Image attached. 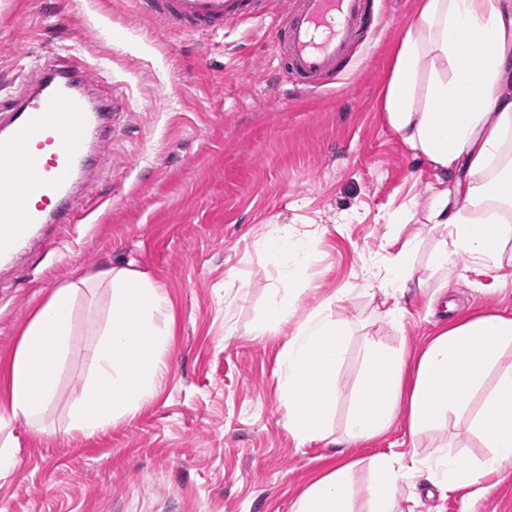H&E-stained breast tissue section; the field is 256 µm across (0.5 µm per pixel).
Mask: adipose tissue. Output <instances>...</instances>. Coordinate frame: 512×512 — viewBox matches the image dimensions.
I'll use <instances>...</instances> for the list:
<instances>
[{"label": "adipose tissue", "instance_id": "1", "mask_svg": "<svg viewBox=\"0 0 512 512\" xmlns=\"http://www.w3.org/2000/svg\"><path fill=\"white\" fill-rule=\"evenodd\" d=\"M476 34L488 37L489 49L473 44ZM509 85L512 0H422L397 49L384 109L405 150L432 174L426 221L438 240L423 276L414 263L418 237L390 231L395 255L369 266V292L382 297V322L403 328L410 289L446 288L452 258L497 265L512 245V96L503 92ZM258 245L283 285L272 289L254 333L293 327L278 355L284 425L298 446L329 440L332 413L344 393L336 370L350 331L328 306L297 314L301 292L289 283L300 279L312 239L294 241L274 229ZM96 285L108 288L109 308L92 347V371L71 402L69 433L94 435L153 398L172 346L170 300L146 273L112 266L56 289L37 309L12 357L0 366V430L19 418L40 419L53 402L71 352L75 305ZM510 347L512 314L495 311L456 318L414 354L364 334L345 416L349 438H375L401 418L410 434L420 435L467 412L471 432L486 436L490 448L477 463L440 447L423 456L370 457L367 512H395L400 485L418 475L454 491L481 487L512 465V366L500 369L481 408L470 409L474 392L499 369ZM294 512H354L349 467L334 468L309 485Z\"/></svg>", "mask_w": 512, "mask_h": 512}]
</instances>
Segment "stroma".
<instances>
[{
    "label": "stroma",
    "mask_w": 512,
    "mask_h": 512,
    "mask_svg": "<svg viewBox=\"0 0 512 512\" xmlns=\"http://www.w3.org/2000/svg\"><path fill=\"white\" fill-rule=\"evenodd\" d=\"M420 0H385V19L333 90L291 97L274 60L271 21L199 37L166 32L135 0H0V84L17 90L16 58L76 45L112 72L127 129L97 148L72 208L88 222L53 226L34 257L0 274V364L56 289L114 265L158 282L173 304L169 370L134 417L91 437L70 435L71 398L91 368L107 298L80 301L73 354L42 431L12 423L21 463L0 480V512H292L324 471L354 463L353 504L365 507L364 459L420 454L448 443L474 460L486 450L468 419L414 437L404 422L371 440L297 447L284 424L276 372L284 335L256 337L275 267L255 248L272 227L311 237L306 315L344 293L351 331L337 379L352 391L363 331L392 348L421 349L458 315L512 313V263L454 260L448 293L414 290L404 330L376 321L364 292L369 259L385 260L388 219L425 204L429 170L386 123L384 91L397 45ZM243 291L232 309L225 293ZM398 512H512V466L485 492L403 487Z\"/></svg>",
    "instance_id": "1"
}]
</instances>
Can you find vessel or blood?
Returning a JSON list of instances; mask_svg holds the SVG:
<instances>
[{
    "label": "vessel or blood",
    "mask_w": 512,
    "mask_h": 512,
    "mask_svg": "<svg viewBox=\"0 0 512 512\" xmlns=\"http://www.w3.org/2000/svg\"><path fill=\"white\" fill-rule=\"evenodd\" d=\"M142 16L170 32L215 35L273 18L279 65L301 93L334 88L350 71L363 36L383 18L375 0H136ZM36 80L22 86L0 129V268L30 255L47 225L77 224L69 199L88 171L91 152L124 125L120 103L89 90L109 84L69 49L35 57Z\"/></svg>",
    "instance_id": "obj_1"
}]
</instances>
